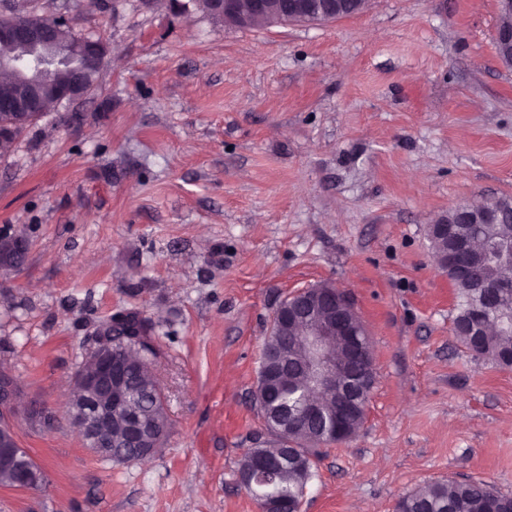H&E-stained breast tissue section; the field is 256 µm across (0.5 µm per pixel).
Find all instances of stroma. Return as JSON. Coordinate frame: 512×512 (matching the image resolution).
Returning a JSON list of instances; mask_svg holds the SVG:
<instances>
[{
    "instance_id": "stroma-1",
    "label": "stroma",
    "mask_w": 512,
    "mask_h": 512,
    "mask_svg": "<svg viewBox=\"0 0 512 512\" xmlns=\"http://www.w3.org/2000/svg\"><path fill=\"white\" fill-rule=\"evenodd\" d=\"M64 16L109 54L93 92L50 108L0 156V370L15 436L45 474L0 512H260L239 461L289 294L347 290L376 383L363 425L323 446L301 512H394L437 480L512 494V366L452 333L455 289L428 227L512 197V68L497 0H368L359 14L246 28L176 0H0ZM146 320L172 430L106 463L72 428L71 378L97 324ZM35 404L55 416L31 425Z\"/></svg>"
}]
</instances>
